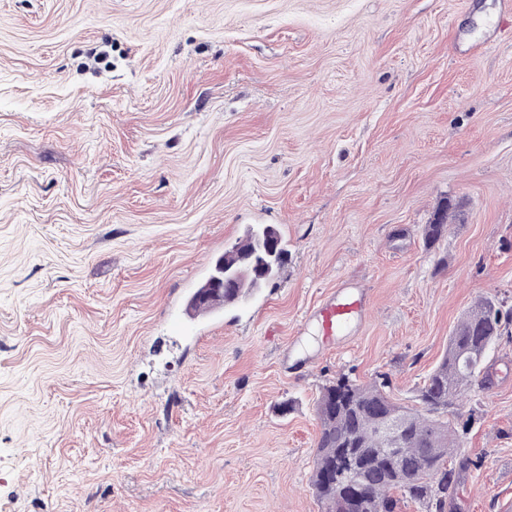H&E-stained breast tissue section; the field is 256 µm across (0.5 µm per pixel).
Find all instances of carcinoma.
<instances>
[{
  "mask_svg": "<svg viewBox=\"0 0 512 512\" xmlns=\"http://www.w3.org/2000/svg\"><path fill=\"white\" fill-rule=\"evenodd\" d=\"M456 215L444 208L432 223L422 227V238L431 246L445 234L447 221ZM240 252H251L266 270L246 290L224 293L192 310L233 305L251 289L271 281L284 264L287 250L272 225L247 230L245 238L224 251L231 264ZM512 326V312L504 314L490 298L478 301L457 325L442 362L418 389L415 405L394 401L386 379L359 383L340 374L325 385L315 405L320 432L313 457L311 487L323 512H338L342 452L350 448L359 454L356 480L362 486L363 512H399L400 504L411 500L426 512H443L455 484L452 462L461 448L454 426L459 397L480 373L487 351ZM399 415L403 427L399 437L402 453L388 452L377 433L378 423Z\"/></svg>",
  "mask_w": 512,
  "mask_h": 512,
  "instance_id": "carcinoma-1",
  "label": "carcinoma"
}]
</instances>
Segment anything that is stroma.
I'll return each mask as SVG.
<instances>
[{
    "mask_svg": "<svg viewBox=\"0 0 512 512\" xmlns=\"http://www.w3.org/2000/svg\"><path fill=\"white\" fill-rule=\"evenodd\" d=\"M508 15L0 0V512H322L323 386L413 404L478 299L512 311ZM256 224L286 262L203 328L187 304ZM344 285L372 316L329 344L308 315ZM481 377L445 512H512V335ZM456 214L449 212V209L444 208L440 210L436 215L432 224H424L422 227V238L427 246L433 245L439 241L445 234L448 224L447 221L455 220Z\"/></svg>",
    "mask_w": 512,
    "mask_h": 512,
    "instance_id": "obj_1",
    "label": "stroma"
}]
</instances>
